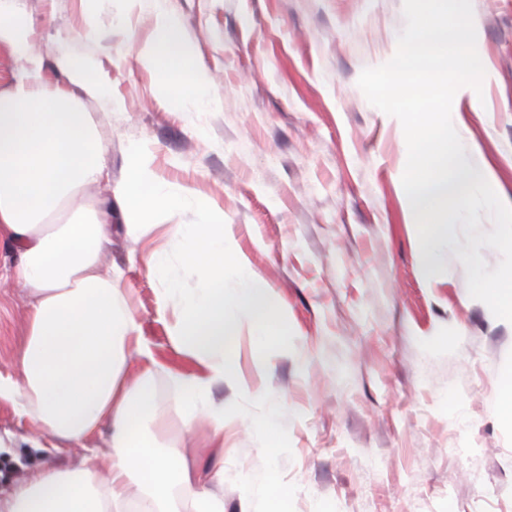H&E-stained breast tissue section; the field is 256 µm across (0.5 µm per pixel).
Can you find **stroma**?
I'll use <instances>...</instances> for the list:
<instances>
[{
    "instance_id": "obj_1",
    "label": "stroma",
    "mask_w": 512,
    "mask_h": 512,
    "mask_svg": "<svg viewBox=\"0 0 512 512\" xmlns=\"http://www.w3.org/2000/svg\"><path fill=\"white\" fill-rule=\"evenodd\" d=\"M404 0H172L212 81L216 104L177 105L142 66L154 0H13L31 22L42 77L56 60H92L105 97L80 102L109 146L112 183L80 192L100 201L124 185L133 149L154 182L189 188L212 208L246 263L279 300L282 336L268 349L242 332L235 373L216 390L224 447L194 433L191 466L224 468V512H259L268 478L287 488L285 512H512V323L471 299L457 252L462 228L422 273L418 233L406 210L407 156L400 121L368 102L363 69L390 61L405 27ZM476 49L490 74L481 101L454 98L452 112L490 164L500 199L512 203V0H472ZM194 208L158 216L141 242L113 203L105 264L164 369L155 391L166 437L182 439L183 410L168 371L190 370L169 329L179 308L161 304L147 264L161 253L183 292L199 286L181 260L171 224ZM15 253L0 242V373L17 374L29 311L6 277ZM281 404V448L267 458L251 427ZM31 426L0 405V492L47 465L75 467L86 448L106 452L109 428L85 446L36 448Z\"/></svg>"
}]
</instances>
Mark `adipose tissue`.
<instances>
[{"instance_id":"adipose-tissue-1","label":"adipose tissue","mask_w":512,"mask_h":512,"mask_svg":"<svg viewBox=\"0 0 512 512\" xmlns=\"http://www.w3.org/2000/svg\"><path fill=\"white\" fill-rule=\"evenodd\" d=\"M155 11V35L139 50V62L159 76L172 102H205L209 73L170 0H155ZM33 42L30 22L0 0V44L22 61L12 85L0 90V240L14 246L10 282L30 300L19 372L0 376V404L30 422L36 444L80 445L104 424L110 440L106 460L90 453L78 467H47L21 480L0 495V512H224L213 493L224 483L223 468L195 470L177 447L159 443L167 424L153 386L160 365L119 288L120 273L103 264L112 241L107 214L78 199L82 187L111 179L106 143L77 98L101 94L98 71L92 62L64 57L57 62L64 84L45 86ZM147 179L145 163L132 155L123 194L132 238L148 231L154 212L189 203L197 211V223L168 230L184 243L183 260L199 277L194 294L177 297L170 336L199 370L171 373L170 380L186 406L182 434L207 425L210 443L220 448L224 407L212 391L235 370L229 345L244 321L261 345L275 342L279 303L227 246L223 212L183 187L144 193ZM67 207L72 217L51 223ZM228 266L239 272L230 296L224 293Z\"/></svg>"}]
</instances>
